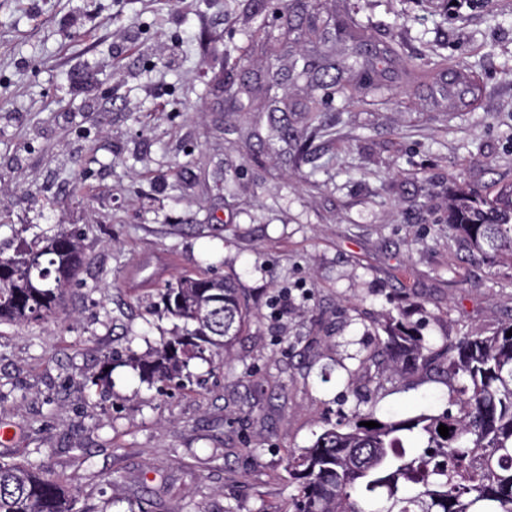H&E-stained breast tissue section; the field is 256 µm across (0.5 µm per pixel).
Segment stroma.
Returning a JSON list of instances; mask_svg holds the SVG:
<instances>
[{
  "label": "stroma",
  "mask_w": 512,
  "mask_h": 512,
  "mask_svg": "<svg viewBox=\"0 0 512 512\" xmlns=\"http://www.w3.org/2000/svg\"><path fill=\"white\" fill-rule=\"evenodd\" d=\"M305 0H0V246L85 235L86 259L56 319L0 325V459L69 476L85 512H277L295 490L289 452L359 401L388 312L439 348L512 318V268L448 226V189L512 182V0H318L395 50L377 89L330 95L293 62L353 44L291 34L278 59L258 24ZM455 58L480 80L407 85L415 64ZM257 90L256 111L229 92ZM254 312L228 362L192 360L185 390L159 391L112 352L143 355L175 327L157 290L204 268ZM377 414L445 409L440 374L368 383ZM125 481L113 486L112 475Z\"/></svg>",
  "instance_id": "35a3bbf8"
}]
</instances>
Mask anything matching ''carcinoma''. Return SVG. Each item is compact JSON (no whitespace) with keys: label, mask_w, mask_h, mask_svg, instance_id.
<instances>
[{"label":"carcinoma","mask_w":512,"mask_h":512,"mask_svg":"<svg viewBox=\"0 0 512 512\" xmlns=\"http://www.w3.org/2000/svg\"><path fill=\"white\" fill-rule=\"evenodd\" d=\"M335 27L360 43L365 31L353 20ZM291 29L278 34L259 25L251 44L275 54ZM386 53L355 52L349 70L361 72L359 89L375 86ZM437 66L456 73L471 92L469 71L446 58ZM448 224L469 247L492 252L512 265V185L493 195L458 188L448 195ZM85 257L81 235L60 231L40 244L0 248V323L47 321L60 309ZM166 311L183 323L145 355L126 363L140 380H172L191 360L230 354L247 331L251 310L224 278L204 272L179 275L160 289ZM380 350L370 361L445 374L452 397L438 414L400 418L356 409L330 423L310 446L288 454L286 471L297 493L279 512H512V318L489 332L465 335L435 353L403 308L381 325ZM374 421L375 428L364 423ZM449 428V436L438 432ZM0 512H84L68 479L29 462L0 460Z\"/></svg>","instance_id":"carcinoma-1"}]
</instances>
